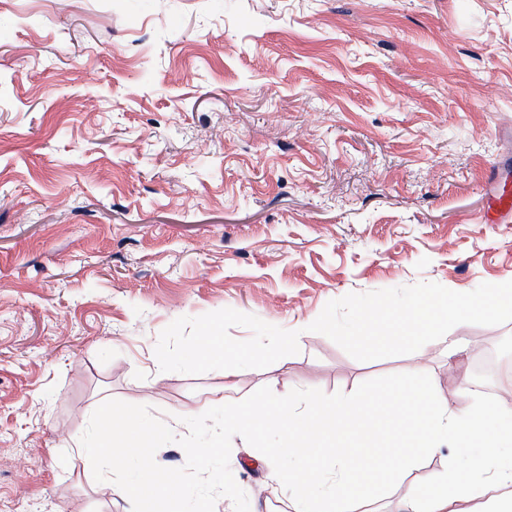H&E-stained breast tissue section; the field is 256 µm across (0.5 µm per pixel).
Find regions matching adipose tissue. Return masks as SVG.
Listing matches in <instances>:
<instances>
[{
  "label": "adipose tissue",
  "mask_w": 512,
  "mask_h": 512,
  "mask_svg": "<svg viewBox=\"0 0 512 512\" xmlns=\"http://www.w3.org/2000/svg\"><path fill=\"white\" fill-rule=\"evenodd\" d=\"M400 392L409 450L391 456L385 466L369 453L356 459L328 452L322 468L309 471L297 465L284 481L262 486V494L288 489L294 512H358L391 483L418 482L422 458L440 454L452 442L457 451L448 455L435 486L411 496L403 512H460V504L471 501L483 504L484 512H512V454H484L488 448L512 451V414L489 430L483 424L484 409H450L423 379L404 384ZM363 408V403L346 398L330 404L309 403L299 411L272 415L269 422L289 429L288 453L299 463L309 453L310 440L335 438L338 428H350L359 420Z\"/></svg>",
  "instance_id": "adipose-tissue-1"
}]
</instances>
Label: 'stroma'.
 <instances>
[{"instance_id":"stroma-1","label":"stroma","mask_w":512,"mask_h":512,"mask_svg":"<svg viewBox=\"0 0 512 512\" xmlns=\"http://www.w3.org/2000/svg\"><path fill=\"white\" fill-rule=\"evenodd\" d=\"M170 29L179 40H167ZM151 81H143V74ZM512 0H0V512H128L69 461L114 398L163 422L213 399L425 373L512 410L444 344L360 362L330 300L512 280ZM223 308L299 331L264 369L155 375L160 332ZM498 356L512 322L460 324ZM233 439L244 491L287 472ZM489 193L491 195V205L486 213V218L493 221L508 219L512 213V199L507 190L491 186Z\"/></svg>"}]
</instances>
